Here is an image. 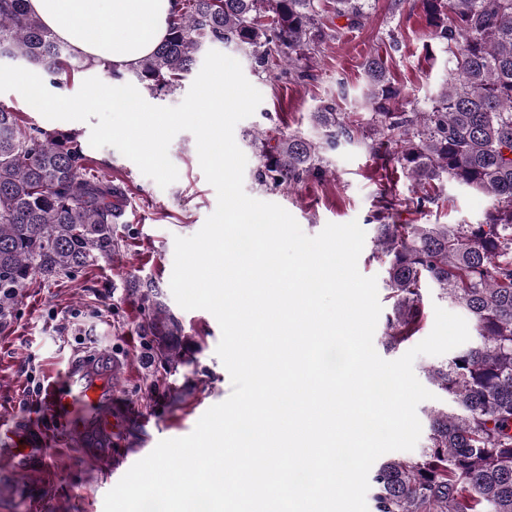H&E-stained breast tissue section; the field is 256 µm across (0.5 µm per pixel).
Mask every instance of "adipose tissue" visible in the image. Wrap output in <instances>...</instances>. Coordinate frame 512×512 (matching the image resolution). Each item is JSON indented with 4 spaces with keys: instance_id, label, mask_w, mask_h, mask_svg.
Listing matches in <instances>:
<instances>
[{
    "instance_id": "obj_1",
    "label": "adipose tissue",
    "mask_w": 512,
    "mask_h": 512,
    "mask_svg": "<svg viewBox=\"0 0 512 512\" xmlns=\"http://www.w3.org/2000/svg\"><path fill=\"white\" fill-rule=\"evenodd\" d=\"M176 0H28L30 11L80 56L136 67L166 35Z\"/></svg>"
}]
</instances>
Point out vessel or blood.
<instances>
[{
  "mask_svg": "<svg viewBox=\"0 0 512 512\" xmlns=\"http://www.w3.org/2000/svg\"><path fill=\"white\" fill-rule=\"evenodd\" d=\"M112 355L95 354L86 360L70 357L64 375H50L42 391L43 408L63 423L75 437L84 438L94 431H111L112 413L103 409L111 402L115 389L112 385ZM5 448L0 451L7 460L0 468V484L15 492H27L20 477L32 468H40L43 475H51L50 450L45 440L34 431L9 432L0 436Z\"/></svg>",
  "mask_w": 512,
  "mask_h": 512,
  "instance_id": "b4317fda",
  "label": "vessel or blood"
}]
</instances>
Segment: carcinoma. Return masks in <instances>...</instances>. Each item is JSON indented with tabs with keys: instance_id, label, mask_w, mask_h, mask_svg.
<instances>
[{
	"instance_id": "carcinoma-1",
	"label": "carcinoma",
	"mask_w": 512,
	"mask_h": 512,
	"mask_svg": "<svg viewBox=\"0 0 512 512\" xmlns=\"http://www.w3.org/2000/svg\"><path fill=\"white\" fill-rule=\"evenodd\" d=\"M428 25L448 56V81L423 112L398 111L399 98L383 60L363 63L370 112L350 121L336 102L313 113L322 144L366 142L382 167L395 163L420 187L381 209L421 211L438 204L431 188L445 180L481 190L494 204L480 224L374 225L371 259L386 273V350L395 351L426 325L422 289L433 286L464 308L478 341L431 366L428 379L445 407L426 413L427 442L417 452L371 467L369 512H512V0H421ZM368 0H178L166 37L133 75L155 93L173 90L208 45L246 52L254 71L280 66L288 80L297 65L344 28L359 29ZM36 67L53 88L69 87L71 71L94 64L69 48L27 7L0 0V58ZM320 144V145H322ZM320 145L301 134L255 137L254 179L267 189L321 180ZM78 135L20 125V112L0 104V321L13 313L36 274L52 279L97 257L120 252L115 224L125 190L88 173ZM140 335L154 359L148 399L164 395L167 376L190 364L197 349L157 289H134Z\"/></svg>"
}]
</instances>
